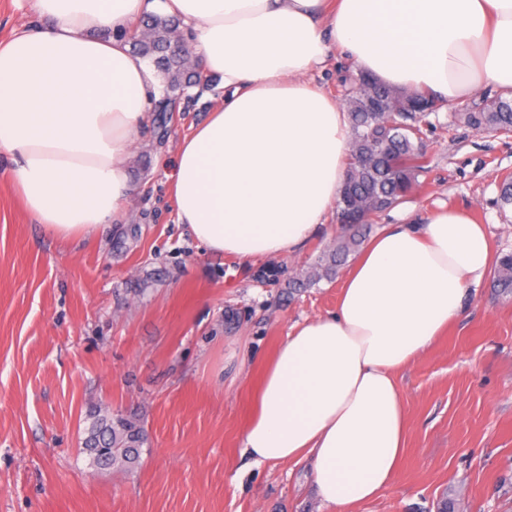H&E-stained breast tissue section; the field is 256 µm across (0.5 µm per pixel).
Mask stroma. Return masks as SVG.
Wrapping results in <instances>:
<instances>
[{
  "mask_svg": "<svg viewBox=\"0 0 512 512\" xmlns=\"http://www.w3.org/2000/svg\"><path fill=\"white\" fill-rule=\"evenodd\" d=\"M357 64L331 52L312 75L332 100ZM488 84L423 126L424 188L373 226L420 222L440 206L485 225L512 252V134L459 125L497 94ZM224 93L189 88L155 112L128 161L123 223L59 239L27 214L0 152V512H330L304 466L249 464L243 432L262 369L290 327L336 307L338 280L288 282L336 234L244 262L199 248L178 223L168 175L182 137ZM398 383L408 417L392 486L354 512H512V298L470 288L460 319ZM134 416L147 442L132 471L97 470L83 451L95 406Z\"/></svg>",
  "mask_w": 512,
  "mask_h": 512,
  "instance_id": "1",
  "label": "stroma"
}]
</instances>
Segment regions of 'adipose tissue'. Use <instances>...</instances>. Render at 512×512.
Returning a JSON list of instances; mask_svg holds the SVG:
<instances>
[{"mask_svg":"<svg viewBox=\"0 0 512 512\" xmlns=\"http://www.w3.org/2000/svg\"><path fill=\"white\" fill-rule=\"evenodd\" d=\"M44 26L0 42V152L34 221L63 238L120 223L127 161L157 93L124 33L175 16L224 96L176 153L177 220L241 260L298 252L336 209L351 129L309 79L331 49L393 86L454 101L512 95V0H34ZM494 255L440 207L392 224L343 277L336 308L293 325L262 374L242 454L309 468L332 512L394 482L407 415L399 372L457 321Z\"/></svg>","mask_w":512,"mask_h":512,"instance_id":"obj_1","label":"adipose tissue"}]
</instances>
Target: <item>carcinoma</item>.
Wrapping results in <instances>:
<instances>
[{
	"instance_id": "cac0c4a2",
	"label": "carcinoma",
	"mask_w": 512,
	"mask_h": 512,
	"mask_svg": "<svg viewBox=\"0 0 512 512\" xmlns=\"http://www.w3.org/2000/svg\"><path fill=\"white\" fill-rule=\"evenodd\" d=\"M146 32L134 31L128 42L137 56L152 60L165 79L163 96L176 97L192 86V75L184 56L176 51L180 45L178 27L169 19L153 18L144 23ZM398 89L374 80L369 85L351 78V89L343 106L352 128L344 185L350 190L357 208L370 224L379 213L400 203L422 187L419 176L426 172L428 158L421 151V124L426 112H367L363 97L369 93L385 95ZM455 119L477 131L512 132V97L502 95L485 101ZM365 242L363 225L340 224L336 240L323 251L311 270L296 278L306 288L322 279H333L350 255ZM493 287L502 295L512 296V253L499 257L493 274ZM84 440L90 465L100 467L101 457H112V467L136 466L146 441L144 427L131 415L93 408Z\"/></svg>"
}]
</instances>
